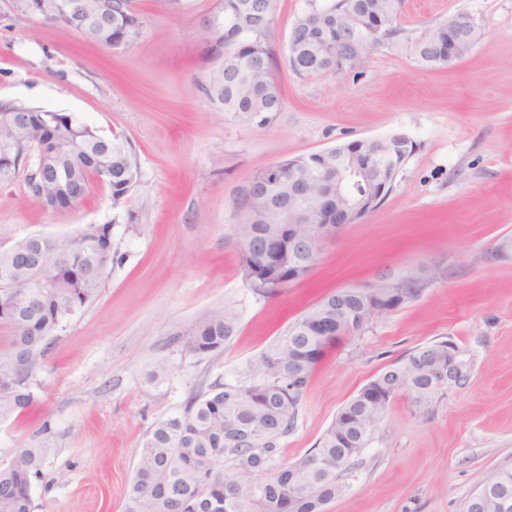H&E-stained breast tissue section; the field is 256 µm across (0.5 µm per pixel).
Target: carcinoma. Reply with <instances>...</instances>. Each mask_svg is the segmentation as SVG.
I'll list each match as a JSON object with an SVG mask.
<instances>
[{
    "mask_svg": "<svg viewBox=\"0 0 512 512\" xmlns=\"http://www.w3.org/2000/svg\"><path fill=\"white\" fill-rule=\"evenodd\" d=\"M15 0L12 13L80 35L109 49L129 45L144 18L135 0ZM402 0H306L295 17L286 48L298 76H336L363 67L355 41L378 43L399 33ZM273 0H219L199 38L221 58L201 89L210 102L262 124L281 110L273 79L269 36ZM448 25L410 36L401 49L423 65L448 63ZM140 158L129 141L98 131L77 117L0 101V186L21 178L28 195L54 211L72 208L94 185L108 190L115 212L110 224H88L77 234L54 238L32 234L0 247V324L9 343L0 352V422L31 407L29 379L65 321L93 300L104 270L114 261L112 225L143 181ZM307 182L312 198L336 183V148L284 159L254 172L238 207V240L261 232L281 240L278 268H261L241 253L244 281L270 296L304 278L309 268L288 252L282 227L288 222V186ZM336 309L327 294L296 318L250 365L243 381L215 386L189 399L183 412L158 421L138 449L125 512H322L346 491L345 476L371 443L395 394L406 391L420 409L442 388L432 371L448 366V341H432L386 366L336 414L316 446L293 464L275 465L280 442L297 426L315 368L342 339L345 326L320 336L317 321ZM238 315L213 308L190 324L183 351L203 356L224 350ZM47 448H22L0 465V512H31L34 483L42 476ZM231 461L224 470L220 464Z\"/></svg>",
    "mask_w": 512,
    "mask_h": 512,
    "instance_id": "1",
    "label": "carcinoma"
}]
</instances>
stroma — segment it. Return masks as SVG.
I'll return each instance as SVG.
<instances>
[{
  "label": "stroma",
  "mask_w": 512,
  "mask_h": 512,
  "mask_svg": "<svg viewBox=\"0 0 512 512\" xmlns=\"http://www.w3.org/2000/svg\"><path fill=\"white\" fill-rule=\"evenodd\" d=\"M305 0H274L270 43L282 110L265 124L213 105L200 89L219 61L199 40L218 0H179L146 20L129 46L108 49L16 18L0 0V101L78 116L127 138L144 172L113 223L108 191L53 212L23 181L0 186V246L64 237L108 224L119 260L98 296L76 311L30 379L39 410L0 423V464L23 448L50 455L32 512H125L137 450L159 420L212 387L244 379L252 361L322 296L364 288L380 273L426 271L415 299L343 339L314 370L296 429L277 456L286 466L314 448L337 412L388 364L451 339L471 350L466 388L424 409L398 392L325 512H460L480 480L512 467V0H403L399 24L415 35L467 12L483 36L463 59L427 68L398 45L373 46L364 67L301 77L285 59ZM406 136L412 152L392 191L323 246L302 280L271 296L244 282L234 228L258 169L362 138ZM228 306L238 329L224 351H182L186 328ZM168 372L152 381L156 362Z\"/></svg>",
  "instance_id": "1"
}]
</instances>
